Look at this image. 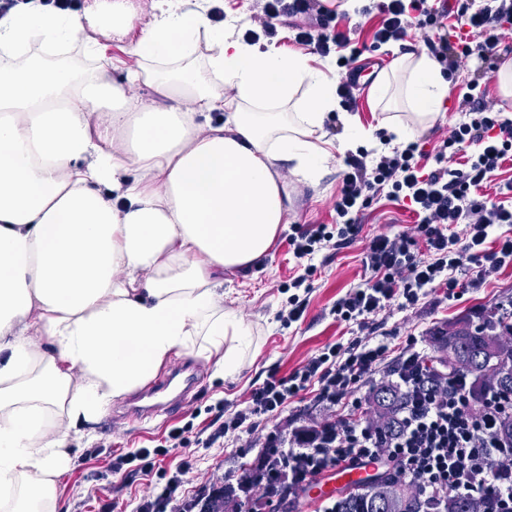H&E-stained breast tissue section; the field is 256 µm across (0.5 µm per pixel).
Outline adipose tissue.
<instances>
[{"instance_id": "1", "label": "adipose tissue", "mask_w": 512, "mask_h": 512, "mask_svg": "<svg viewBox=\"0 0 512 512\" xmlns=\"http://www.w3.org/2000/svg\"><path fill=\"white\" fill-rule=\"evenodd\" d=\"M242 14L212 25L186 0L29 5L0 20V512H58L68 447L83 425L151 380L173 355L233 375L250 333L224 305V274L268 257L288 221L282 169L317 180L316 139L339 110L335 82L304 55L246 44ZM128 41L133 101L97 67ZM205 42L207 55L195 49ZM415 114L434 122L448 82L429 55H398ZM234 105L223 124L203 113Z\"/></svg>"}]
</instances>
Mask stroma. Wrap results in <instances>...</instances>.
<instances>
[{
	"label": "stroma",
	"mask_w": 512,
	"mask_h": 512,
	"mask_svg": "<svg viewBox=\"0 0 512 512\" xmlns=\"http://www.w3.org/2000/svg\"><path fill=\"white\" fill-rule=\"evenodd\" d=\"M294 24L292 18H281L276 35L261 37L259 48L308 56L313 68L324 71L327 78L340 80L337 67L327 65L325 58L313 53L311 48L293 43ZM511 58L512 38H508L492 58L470 59L449 79L443 110L430 127L419 132V139L431 148L447 138L452 127L462 119L464 98L472 88L487 95L489 101L504 104L506 111L512 113V100H502L494 79L496 70ZM100 62L110 79L125 84L128 95L141 104L157 100L152 88L128 82V72L139 63L129 47L116 42L110 44ZM345 168V157L338 153L328 161L326 173L314 184L283 171L290 196L288 222L278 233L270 257L260 266L230 274L224 285L225 307L235 311L249 328L252 339L236 373L224 379L213 378L212 364L189 354L165 362L168 370L177 364H192L198 375L197 394L188 397L177 414L146 422L125 419L126 400L113 403L107 415L94 426L96 441L74 451V462L58 486L59 512H135L141 499L147 498L155 487L162 485L164 477L188 459L192 467L182 477L176 500L164 510L186 512L201 492L225 479L240 476L254 462L261 446L253 434L244 432L236 442L202 447V440L215 430L210 406L224 403L230 413L243 409L251 390L269 375L289 376L323 347L355 336L354 326L332 315L333 305L349 289L363 285L368 279L363 258L365 247L373 237L407 231L415 224L416 217L410 209L386 195H378L361 215V232L355 241L315 256L310 288L299 293L305 301L302 318L289 325L282 322L280 313L289 297L286 286L289 280L304 272L288 252V237L299 230L335 223L334 206ZM459 281L461 287L456 297H446L439 288L430 292L416 309L406 311L393 305L375 316L369 326L374 339L387 341L398 349L414 341L426 350L436 326L474 316L482 309L512 299V264L491 273L479 286L470 285L465 275ZM329 416L311 389L291 398L281 415L266 421L265 429L286 435L324 422ZM188 424L193 427V442L171 449L151 474L144 475L128 467L114 468L113 462L119 455L163 445L171 430Z\"/></svg>",
	"instance_id": "obj_1"
}]
</instances>
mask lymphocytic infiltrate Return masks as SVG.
<instances>
[{
  "mask_svg": "<svg viewBox=\"0 0 512 512\" xmlns=\"http://www.w3.org/2000/svg\"><path fill=\"white\" fill-rule=\"evenodd\" d=\"M380 11L376 44L405 40L415 29L435 30L426 45L451 72L472 56L489 57L512 35V0H483L478 6L467 0L458 6L452 25L445 24L434 0H383ZM297 15L307 23L296 28V43L324 57L347 47L346 65L357 62L361 51L353 46L352 29L335 26V12L321 0H262L256 26L244 38L253 42L274 36L280 18ZM474 143L479 149L472 154L468 148ZM462 151L467 154L463 167L448 168L447 156ZM422 154L419 142L395 146L384 136L379 148H361L346 158L334 228L322 225L289 240L306 274L313 273L317 253L356 239L358 215L379 189H387L392 199L409 201L418 223L412 231L370 240L364 257L367 283L337 300L334 314L354 324L358 337L328 346L289 377L267 379L252 391L247 408L225 419L214 435L233 438L254 431L257 417L277 416L288 399L314 381L322 402L343 405L359 383L384 369L405 396L400 430L390 436L371 421L340 415L286 443L279 434L268 433L254 466L251 493L256 505L275 495L281 482L296 487L339 463L371 460L387 462L397 479L415 486L427 512H442L448 499L462 496L484 501L487 512H512V442L500 434L504 419L512 418V396L490 392L482 407H473L467 376L435 373L429 356L415 344L395 355L387 343L364 334L370 316L391 302L412 308L437 286L454 291L458 273L470 267H477L481 280L512 263V236L501 237L496 247L487 245L496 227L512 224V202H492L481 194L489 176L512 158V117L484 97L471 99L466 120L437 148L433 168L421 165Z\"/></svg>",
  "mask_w": 512,
  "mask_h": 512,
  "instance_id": "obj_1",
  "label": "lymphocytic infiltrate"
}]
</instances>
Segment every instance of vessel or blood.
<instances>
[{
	"label": "vessel or blood",
	"mask_w": 512,
	"mask_h": 512,
	"mask_svg": "<svg viewBox=\"0 0 512 512\" xmlns=\"http://www.w3.org/2000/svg\"><path fill=\"white\" fill-rule=\"evenodd\" d=\"M197 382L196 371L188 370L184 365L177 366L169 375L153 380L147 392V402H132L127 415L137 420L151 418L161 412L173 413L183 404ZM378 469V463L372 461L345 462L303 484L297 496L318 507L339 492L362 487Z\"/></svg>",
	"instance_id": "vessel-or-blood-1"
}]
</instances>
